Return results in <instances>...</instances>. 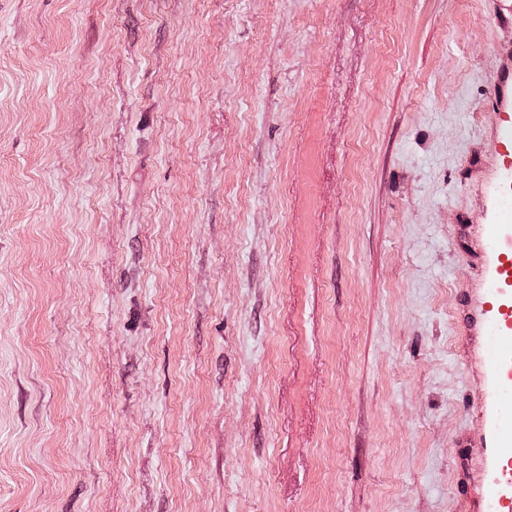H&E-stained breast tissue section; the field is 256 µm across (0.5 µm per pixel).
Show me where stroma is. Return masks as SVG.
Segmentation results:
<instances>
[{
	"mask_svg": "<svg viewBox=\"0 0 512 512\" xmlns=\"http://www.w3.org/2000/svg\"><path fill=\"white\" fill-rule=\"evenodd\" d=\"M512 0H0V512H486Z\"/></svg>",
	"mask_w": 512,
	"mask_h": 512,
	"instance_id": "stroma-1",
	"label": "stroma"
}]
</instances>
